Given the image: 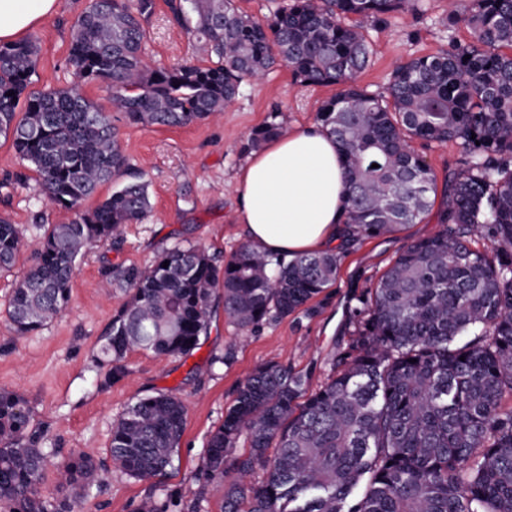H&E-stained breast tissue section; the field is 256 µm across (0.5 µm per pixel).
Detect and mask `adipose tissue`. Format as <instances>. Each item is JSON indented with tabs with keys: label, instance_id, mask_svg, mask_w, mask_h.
I'll list each match as a JSON object with an SVG mask.
<instances>
[{
	"label": "adipose tissue",
	"instance_id": "obj_1",
	"mask_svg": "<svg viewBox=\"0 0 512 512\" xmlns=\"http://www.w3.org/2000/svg\"><path fill=\"white\" fill-rule=\"evenodd\" d=\"M57 0H0V44L56 10ZM237 218L259 250L295 256L325 250L346 220L342 158L317 124L272 138L252 153L238 177Z\"/></svg>",
	"mask_w": 512,
	"mask_h": 512
}]
</instances>
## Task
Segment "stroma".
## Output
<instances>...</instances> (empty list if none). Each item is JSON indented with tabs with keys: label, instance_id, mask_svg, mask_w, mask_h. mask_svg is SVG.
<instances>
[{
	"label": "stroma",
	"instance_id": "1",
	"mask_svg": "<svg viewBox=\"0 0 512 512\" xmlns=\"http://www.w3.org/2000/svg\"><path fill=\"white\" fill-rule=\"evenodd\" d=\"M89 0H57L55 13L32 28L39 41L31 88H76L102 111L112 109V88L79 77L69 65L70 34ZM451 0H419V7L391 15L364 29L372 45L369 66L357 82L386 93L399 63L436 54L449 44H465L471 32L452 16ZM145 62L151 67L210 65L194 34L172 18L167 0L145 25ZM335 86H307L283 65L241 85L220 115L182 127L142 126L117 119L118 142L130 164L149 183L151 209L126 225L119 243L99 244L79 257L68 308L52 323L11 341L10 301L17 282L33 263L34 252L52 224H67L76 211L53 204L43 194L33 166L0 136V217L18 224L24 245L10 271L0 272V388L20 394L32 422L44 432V446L66 456L89 454L97 464L78 512H134L147 493L170 500L168 512H219L220 497L204 490L202 461L211 433L222 423L237 388L260 365L276 363L308 376L309 387L324 382L335 355L350 340L347 319L355 297L373 287L410 242L441 229L438 216L448 197V176L464 162L455 143L413 141L435 176L434 203L423 220L356 243L336 246V282L314 316L297 312L254 327L227 318L221 296H213L209 326L194 351L158 356L135 349L124 359L125 373L113 379L101 354L104 334L127 300L128 288L107 283L104 269L149 266L165 248L192 243L224 261L245 242L236 219L237 175L247 154L242 146L252 130L277 115L285 131L316 123ZM167 392L187 404L184 432L173 462L149 480L116 469L108 448L113 422L138 397Z\"/></svg>",
	"mask_w": 512,
	"mask_h": 512
}]
</instances>
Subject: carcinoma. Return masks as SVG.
Returning a JSON list of instances; mask_svg holds the SVG:
<instances>
[{
    "instance_id": "obj_1",
    "label": "carcinoma",
    "mask_w": 512,
    "mask_h": 512,
    "mask_svg": "<svg viewBox=\"0 0 512 512\" xmlns=\"http://www.w3.org/2000/svg\"><path fill=\"white\" fill-rule=\"evenodd\" d=\"M170 2L178 22L196 15L194 32L215 65L147 68L143 22L155 0H90L71 33L70 65L108 82L116 111L143 126L222 112L244 79L278 62L306 84L336 86L318 120L343 158L347 240L428 213L435 177L411 140L454 141L465 157V168L448 175L442 230L408 244L376 287L356 296L351 342L327 380L310 392L302 375L269 364L239 387L203 461L221 512H512V408L503 406L512 397V0H463L453 15L471 41L397 66L385 96L356 81L372 54L362 24L413 10L417 0H287L265 22L233 0ZM351 16L357 22L348 25ZM38 50L34 37L0 47V135L64 208H78L103 182L123 183L44 234L9 310L19 336L67 308L81 252L116 241L150 208L148 183L109 113L75 88L28 90ZM281 133L273 117L243 151ZM477 234L482 250L472 247ZM22 246L18 225L0 218V271ZM336 271L328 251L290 259L244 245L219 266L190 244L161 250L146 269L108 268L105 276L132 291L102 349L110 376L124 374L132 349H196L219 288L224 313L245 328L301 308L315 314L308 303L335 284ZM185 419L184 402L170 393L137 399L112 424L113 465L138 479L164 472ZM243 435L248 453L231 456ZM51 463L25 400L0 389V508L76 512L93 461L76 454L55 464L59 485L73 492L61 501L42 491ZM230 471L262 477L226 485Z\"/></svg>"
}]
</instances>
